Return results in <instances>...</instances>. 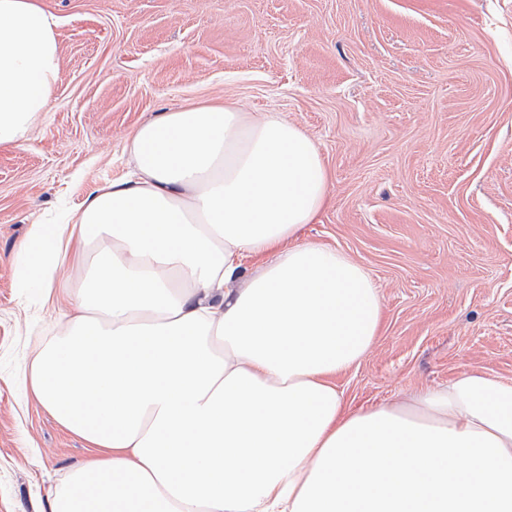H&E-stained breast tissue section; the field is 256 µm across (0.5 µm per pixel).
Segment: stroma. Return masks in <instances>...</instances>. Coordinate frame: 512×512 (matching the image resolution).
Wrapping results in <instances>:
<instances>
[{
	"label": "stroma",
	"mask_w": 512,
	"mask_h": 512,
	"mask_svg": "<svg viewBox=\"0 0 512 512\" xmlns=\"http://www.w3.org/2000/svg\"><path fill=\"white\" fill-rule=\"evenodd\" d=\"M61 68L0 147V512H47L93 448L22 369L61 318L23 296L17 249L125 177L134 130L186 106L280 112L319 147L329 202L302 240L373 278L376 341L335 378L351 409L469 369L512 380V0H36Z\"/></svg>",
	"instance_id": "stroma-1"
}]
</instances>
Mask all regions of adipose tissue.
Here are the masks:
<instances>
[{
	"label": "adipose tissue",
	"instance_id": "ef3b65f1",
	"mask_svg": "<svg viewBox=\"0 0 512 512\" xmlns=\"http://www.w3.org/2000/svg\"><path fill=\"white\" fill-rule=\"evenodd\" d=\"M55 28L34 0H0V147L54 93ZM129 151L132 176L18 250L25 292L67 293L61 261L90 269L25 367L49 415L99 450L49 512H512V381L468 370L356 411L335 386L382 306L363 267L300 239L328 198L300 127L182 108Z\"/></svg>",
	"mask_w": 512,
	"mask_h": 512
}]
</instances>
